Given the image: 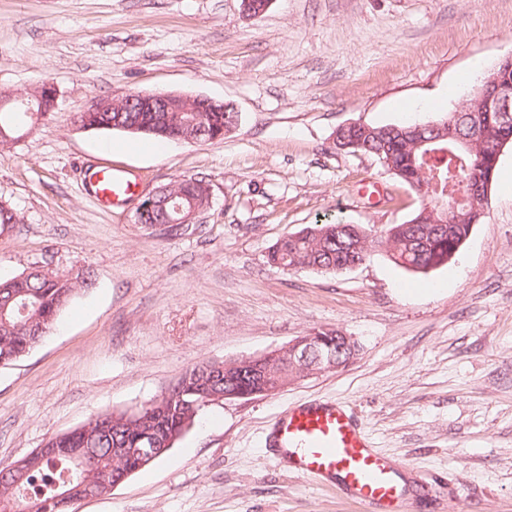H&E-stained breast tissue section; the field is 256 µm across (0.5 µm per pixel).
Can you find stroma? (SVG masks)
I'll return each instance as SVG.
<instances>
[{"label":"stroma","mask_w":512,"mask_h":512,"mask_svg":"<svg viewBox=\"0 0 512 512\" xmlns=\"http://www.w3.org/2000/svg\"><path fill=\"white\" fill-rule=\"evenodd\" d=\"M512 55V0H0V89L53 81L58 100L0 149V277L35 265L88 285L27 355L0 367V465L93 416L133 411L201 362L256 356L322 329L358 351L271 396L205 408L162 457L69 512H361L288 472L262 442L288 404L348 402L411 474L418 512H512V192L493 178L459 256L425 274L371 253L337 273L284 270L269 248L335 218L380 231L416 195L373 156L336 149L345 123L420 121L457 107L472 59ZM130 91L224 102V138L133 151L75 113ZM115 143L112 151L104 143ZM128 170L139 195L210 186L181 234L136 224L137 198L103 210L82 171ZM375 180L386 198L358 189Z\"/></svg>","instance_id":"obj_1"}]
</instances>
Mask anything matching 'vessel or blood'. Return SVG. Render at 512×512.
Segmentation results:
<instances>
[{
  "label": "vessel or blood",
  "mask_w": 512,
  "mask_h": 512,
  "mask_svg": "<svg viewBox=\"0 0 512 512\" xmlns=\"http://www.w3.org/2000/svg\"><path fill=\"white\" fill-rule=\"evenodd\" d=\"M83 180L106 208L128 201L137 180L112 167H85ZM264 444L298 476L338 489L362 512H412L403 472L373 445L346 403L315 399L278 413Z\"/></svg>",
  "instance_id": "b4317fda"
}]
</instances>
